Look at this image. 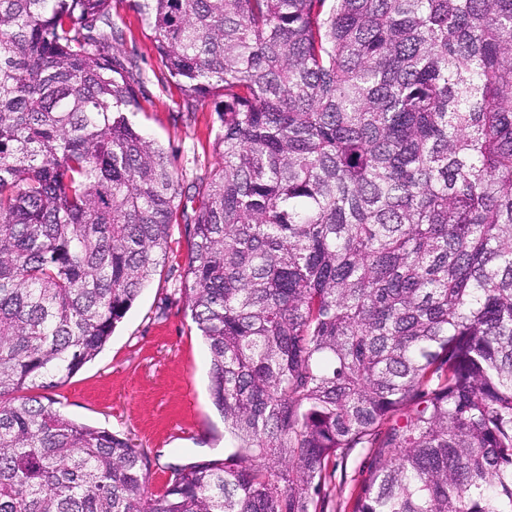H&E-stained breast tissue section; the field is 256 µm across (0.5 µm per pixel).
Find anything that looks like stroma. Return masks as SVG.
I'll use <instances>...</instances> for the list:
<instances>
[{"mask_svg":"<svg viewBox=\"0 0 512 512\" xmlns=\"http://www.w3.org/2000/svg\"><path fill=\"white\" fill-rule=\"evenodd\" d=\"M129 36L124 45L144 82L147 111L133 121L169 153L184 189L198 183L216 162L218 130L209 105L186 111L179 91L157 66L140 15L121 10L117 20ZM188 237L173 225L165 267L147 285L118 324L104 350L69 381L48 390L69 418L129 438L149 462L148 491L160 494L171 468L224 459V420L209 397V356L182 301L173 297L186 270ZM374 458L370 448L350 451L325 486L322 512H353Z\"/></svg>","mask_w":512,"mask_h":512,"instance_id":"35a3bbf8","label":"stroma"}]
</instances>
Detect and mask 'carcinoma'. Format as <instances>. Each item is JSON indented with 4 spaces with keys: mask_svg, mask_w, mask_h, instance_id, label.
I'll return each mask as SVG.
<instances>
[{
    "mask_svg": "<svg viewBox=\"0 0 512 512\" xmlns=\"http://www.w3.org/2000/svg\"><path fill=\"white\" fill-rule=\"evenodd\" d=\"M142 17L219 161L191 208L137 131ZM190 238L180 294L224 461L163 493L31 392L105 347ZM512 512V0H0V512ZM375 448H354L339 463L332 480H327L323 512H353V502L361 483L368 479Z\"/></svg>",
    "mask_w": 512,
    "mask_h": 512,
    "instance_id": "obj_1",
    "label": "carcinoma"
}]
</instances>
